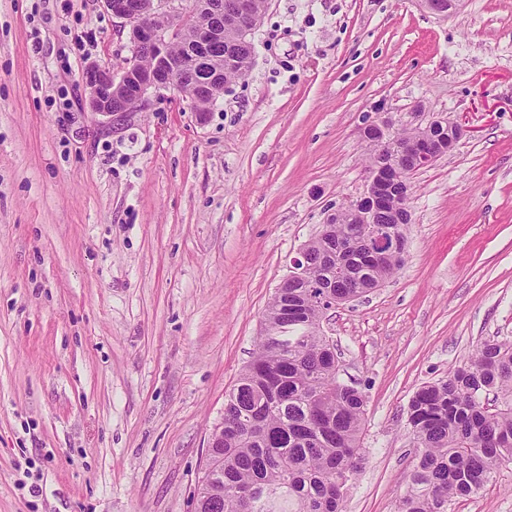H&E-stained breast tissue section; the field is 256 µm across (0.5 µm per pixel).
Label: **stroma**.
Listing matches in <instances>:
<instances>
[{
    "label": "stroma",
    "instance_id": "35a3bbf8",
    "mask_svg": "<svg viewBox=\"0 0 512 512\" xmlns=\"http://www.w3.org/2000/svg\"><path fill=\"white\" fill-rule=\"evenodd\" d=\"M253 43L205 120L175 92L116 131L82 80L132 56L103 0H0V512H195L266 305L363 194L380 114L468 132L410 176L400 269L323 321L368 396L344 512H396L411 397L512 340V0H269ZM448 512H512V465Z\"/></svg>",
    "mask_w": 512,
    "mask_h": 512
}]
</instances>
